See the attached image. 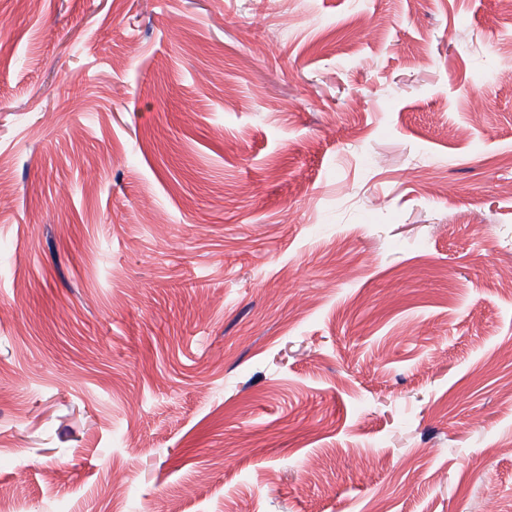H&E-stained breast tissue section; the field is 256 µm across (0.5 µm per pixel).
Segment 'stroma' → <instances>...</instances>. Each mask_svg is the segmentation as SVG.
Listing matches in <instances>:
<instances>
[{
    "label": "stroma",
    "instance_id": "35a3bbf8",
    "mask_svg": "<svg viewBox=\"0 0 512 512\" xmlns=\"http://www.w3.org/2000/svg\"><path fill=\"white\" fill-rule=\"evenodd\" d=\"M510 277L512 0H0L16 512H512Z\"/></svg>",
    "mask_w": 512,
    "mask_h": 512
}]
</instances>
